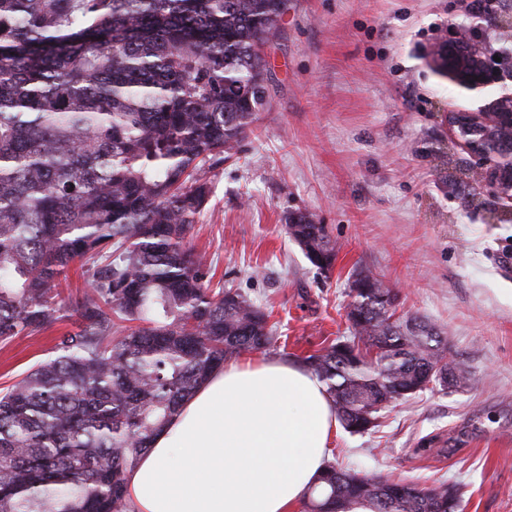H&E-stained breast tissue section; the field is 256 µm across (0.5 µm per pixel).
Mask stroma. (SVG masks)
<instances>
[{"instance_id": "obj_1", "label": "stroma", "mask_w": 512, "mask_h": 512, "mask_svg": "<svg viewBox=\"0 0 512 512\" xmlns=\"http://www.w3.org/2000/svg\"><path fill=\"white\" fill-rule=\"evenodd\" d=\"M469 0H289L264 49L274 90L233 159L207 170L211 195L187 237L211 289L269 313L268 358L303 359L348 335L350 282L372 271L396 291L397 318L441 329L463 389L424 391L384 408L363 435L338 430L329 459L461 494V512H512V219L468 179L473 159L445 116L474 111L430 51L475 15ZM310 213L339 251L313 266L285 228ZM64 312L44 331L0 343V390L75 331Z\"/></svg>"}]
</instances>
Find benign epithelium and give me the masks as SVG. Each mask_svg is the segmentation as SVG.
Returning <instances> with one entry per match:
<instances>
[{
  "instance_id": "7a95c632",
  "label": "benign epithelium",
  "mask_w": 512,
  "mask_h": 512,
  "mask_svg": "<svg viewBox=\"0 0 512 512\" xmlns=\"http://www.w3.org/2000/svg\"><path fill=\"white\" fill-rule=\"evenodd\" d=\"M432 62L437 71L469 90H481L501 85L499 96L482 106L477 112H452L448 114V126L456 140L474 159L476 177L490 186L498 198L505 202L504 211L512 212V149L500 152L494 143L480 144L465 140L461 132L470 128L482 130L489 124L512 130V111L502 105L512 101V89L503 79L488 71L481 59L473 55L470 44L458 39L453 43L443 40L436 44Z\"/></svg>"
}]
</instances>
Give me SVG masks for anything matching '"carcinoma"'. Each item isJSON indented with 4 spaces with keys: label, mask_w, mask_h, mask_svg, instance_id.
I'll use <instances>...</instances> for the list:
<instances>
[{
    "label": "carcinoma",
    "mask_w": 512,
    "mask_h": 512,
    "mask_svg": "<svg viewBox=\"0 0 512 512\" xmlns=\"http://www.w3.org/2000/svg\"><path fill=\"white\" fill-rule=\"evenodd\" d=\"M288 0H0V341L81 323L0 393V512H129L141 455L213 371L271 345L268 315L213 290L185 239L269 104L261 49ZM329 270L336 242L286 217ZM88 288L62 298L75 263ZM352 288L353 336L305 357L347 431L424 390L460 388L441 332L394 320L371 272ZM309 512H459L448 484L420 487L329 462Z\"/></svg>",
    "instance_id": "1"
}]
</instances>
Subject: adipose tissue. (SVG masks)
<instances>
[{"instance_id": "adipose-tissue-1", "label": "adipose tissue", "mask_w": 512, "mask_h": 512, "mask_svg": "<svg viewBox=\"0 0 512 512\" xmlns=\"http://www.w3.org/2000/svg\"><path fill=\"white\" fill-rule=\"evenodd\" d=\"M337 427L306 367L253 355L225 363L140 457L129 512H298Z\"/></svg>"}]
</instances>
